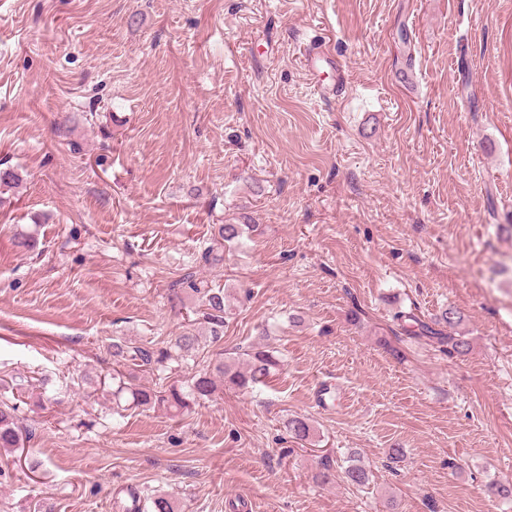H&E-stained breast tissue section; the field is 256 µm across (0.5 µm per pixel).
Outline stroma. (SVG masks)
Listing matches in <instances>:
<instances>
[{
  "instance_id": "obj_1",
  "label": "stroma",
  "mask_w": 512,
  "mask_h": 512,
  "mask_svg": "<svg viewBox=\"0 0 512 512\" xmlns=\"http://www.w3.org/2000/svg\"><path fill=\"white\" fill-rule=\"evenodd\" d=\"M0 164V398L36 432L0 512H512V0H0ZM216 224L245 231L214 268ZM189 270L221 349L265 334L282 370L115 414L108 346L178 334ZM448 307L462 358L396 320ZM353 453L368 484L315 482Z\"/></svg>"
}]
</instances>
